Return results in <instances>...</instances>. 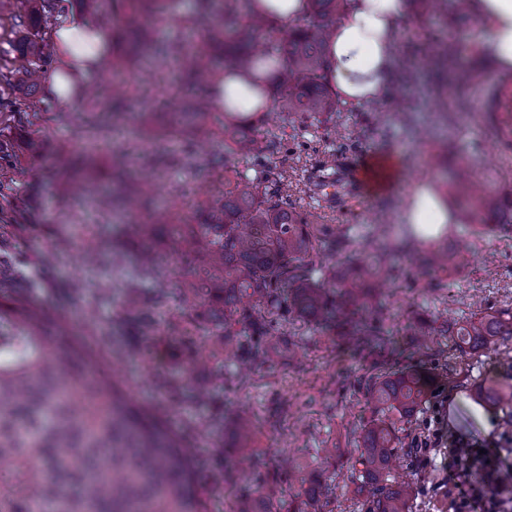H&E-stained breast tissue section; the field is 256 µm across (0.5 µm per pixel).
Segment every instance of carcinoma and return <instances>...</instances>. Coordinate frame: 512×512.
<instances>
[{"label": "carcinoma", "mask_w": 512, "mask_h": 512, "mask_svg": "<svg viewBox=\"0 0 512 512\" xmlns=\"http://www.w3.org/2000/svg\"><path fill=\"white\" fill-rule=\"evenodd\" d=\"M60 0H16L20 13L33 16L24 45L32 48L51 38ZM174 0H81L88 11L110 7L151 16L172 12ZM306 24L281 30L249 18L245 0H198L201 15L187 26L199 31L188 43H156L146 31H126L127 50L115 70L134 68L144 53L172 59L183 73L185 90L194 92L200 78L219 82L214 70L219 54L249 70L270 69L254 78L262 96L274 94L283 112H334L325 71V40L345 0H308ZM21 50L14 61L17 82L34 94L53 58H28ZM207 98L193 95L174 113L180 126H195L211 116ZM271 132L244 113H224V154L261 155ZM129 202L151 194L146 179L130 177ZM443 197L454 210L465 209L470 230L496 233L512 226V213L483 185L467 177L448 185ZM150 216L127 229V240L141 247V270L156 271L158 253L143 244L158 225L166 228L171 246L204 263L205 277L187 278L183 295L207 315L205 328L193 314H182L168 327L170 340L189 357L190 371L206 369L224 377V353L238 361L264 360L286 346L271 332L267 316L282 310L332 323L354 335L367 329L355 315L372 308L370 297L387 265L389 245L372 240L364 259L341 270L329 269V287L313 279L310 249L314 238L305 217L280 193L259 194L224 166V201L190 215ZM396 247L422 252L425 268L446 274L467 265L468 258L444 232L427 240L406 224ZM61 325L47 316L37 299L23 293L0 304V512H210L209 494L192 467L194 449L184 435L171 430L164 412L133 402L100 353L82 338L50 336ZM455 350L471 355L512 338V308L481 312L448 324ZM377 410L364 427L358 463L359 491L368 492L367 512H411L415 490L388 477L398 453L395 421H408L426 402L421 374L410 368L388 372L370 387ZM486 398L512 414V384L484 387ZM286 512H333L329 485L304 475H290ZM234 512H269L263 496L242 492Z\"/></svg>", "instance_id": "carcinoma-1"}]
</instances>
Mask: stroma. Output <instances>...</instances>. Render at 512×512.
Wrapping results in <instances>:
<instances>
[{"instance_id":"obj_1","label":"stroma","mask_w":512,"mask_h":512,"mask_svg":"<svg viewBox=\"0 0 512 512\" xmlns=\"http://www.w3.org/2000/svg\"><path fill=\"white\" fill-rule=\"evenodd\" d=\"M182 14L196 16L197 0H177L175 16L166 19L108 10L90 22L107 33V52L114 57L125 49L121 33L137 24L159 39L177 38ZM486 38L475 16L450 19L448 0H432L426 8L421 0H410L409 14L398 26V63L384 108L343 103L335 112L292 119L270 105L268 128L278 138V152L270 159L225 157L220 134L142 136L144 117H151L154 125H167L183 101L168 72L153 63L127 72L126 114L103 123L93 153L84 146L82 98L66 105L45 98L47 110L34 132L24 113L0 112V153L18 156L34 172L0 199V266L14 273L8 287L0 289V301L10 300L15 289H25L65 326L67 335L84 338L120 367L123 385L137 403L161 405L170 427L195 443L194 466L210 493L212 512H229L233 500L232 487L220 476L224 450L236 443L232 420L244 409L258 419L250 451L266 477L262 492L267 501L276 505L287 499L283 466L293 458L331 485L334 512H364L365 497L354 485V464L362 451L363 427L374 410L365 387L373 376L413 365L431 381L432 400L404 424V444H412L421 433L433 400L439 398L454 409L453 417L444 421L449 434L473 441L488 437L492 426L486 418L496 414V407L482 404L486 418L481 421L468 406L481 404L480 386L501 380V368L512 363V338L457 366L443 354L447 337L430 336L426 330L478 309L512 308V231L481 239L451 225L449 238L469 249L471 262L450 276L423 275L416 260L399 256L395 274L383 289V326L389 336L382 345L316 327L302 317H274L275 332L288 341L286 350L253 364L246 373L233 356H225L223 384L214 388L209 401L201 402L195 397L201 373L185 374L181 352L166 335L169 314L187 307L181 281L199 273L201 260L170 253V243L160 233L154 243L169 257L159 276L141 274L136 254L117 247L133 212L116 207L98 213L93 194L111 190L112 165L119 161L130 172L157 175L155 209L185 216L193 204L222 194L225 164L259 179L264 188L275 185L272 167L290 165L298 185L293 197L297 210L319 239L339 242L336 252L322 259L325 267L355 257L370 231L397 238L411 190L423 182L446 185L460 167L510 204L512 148L500 146L496 127L480 112V95L492 89L498 72L483 49ZM445 143L452 147V156L433 165V154ZM78 156L87 161L84 178L94 191L73 200L61 195L58 186L72 174ZM373 156L398 159L401 186L376 194L348 180L350 169ZM330 174L336 177V193L329 200L318 185ZM86 240L99 254L92 268L80 264ZM48 250L58 252V265L41 263L40 254ZM160 287L166 288L167 299L159 305L154 294ZM329 448L343 454V467L327 464ZM392 473L415 488L411 512H448L441 469L400 456Z\"/></svg>"}]
</instances>
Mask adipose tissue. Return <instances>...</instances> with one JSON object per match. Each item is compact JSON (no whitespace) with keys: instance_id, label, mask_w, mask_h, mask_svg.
<instances>
[{"instance_id":"adipose-tissue-1","label":"adipose tissue","mask_w":512,"mask_h":512,"mask_svg":"<svg viewBox=\"0 0 512 512\" xmlns=\"http://www.w3.org/2000/svg\"><path fill=\"white\" fill-rule=\"evenodd\" d=\"M470 7L486 27L488 50L496 64L512 68V0H471ZM408 10L409 0H347L325 46L327 78L344 101L362 106L384 98L396 62L398 24ZM248 11L286 29L306 17L308 0H250ZM53 41L61 69L49 76L46 87L52 98L68 103L73 91L82 90L93 74L107 69L105 37L90 23L73 22L55 29ZM212 103L223 112L267 107L255 93L250 73L237 68L226 69ZM403 221L427 238L457 218L434 186L420 184L408 197Z\"/></svg>"}]
</instances>
